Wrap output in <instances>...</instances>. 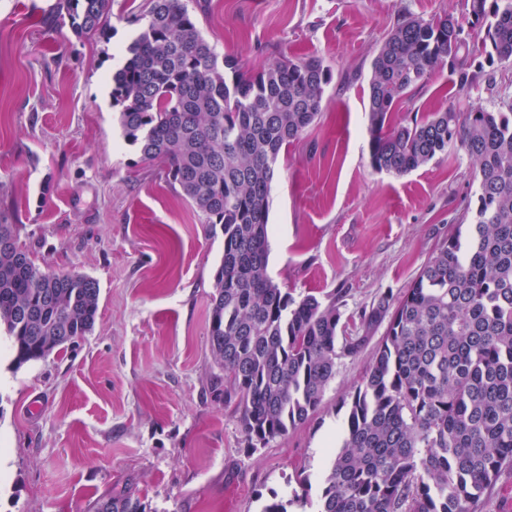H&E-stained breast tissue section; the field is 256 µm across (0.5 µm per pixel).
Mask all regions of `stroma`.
Returning a JSON list of instances; mask_svg holds the SVG:
<instances>
[{
    "label": "stroma",
    "mask_w": 512,
    "mask_h": 512,
    "mask_svg": "<svg viewBox=\"0 0 512 512\" xmlns=\"http://www.w3.org/2000/svg\"><path fill=\"white\" fill-rule=\"evenodd\" d=\"M57 0H0V214L40 267L97 281L87 336L22 366L0 348V512H90L127 491L144 512H316L339 407L383 332L338 360L319 409L250 450L209 344L224 249L164 168L122 136L112 74L147 0H114L107 42L51 24ZM464 0H207L203 35L250 66L317 57L322 112L281 151L270 196L268 273L294 299L338 295L346 312L401 297L474 201L467 154L407 175L369 163L371 60L399 15H461ZM461 96L436 69L393 114ZM309 478L302 488L300 478Z\"/></svg>",
    "instance_id": "35a3bbf8"
}]
</instances>
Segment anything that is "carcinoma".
I'll return each instance as SVG.
<instances>
[{"instance_id": "carcinoma-1", "label": "carcinoma", "mask_w": 512, "mask_h": 512, "mask_svg": "<svg viewBox=\"0 0 512 512\" xmlns=\"http://www.w3.org/2000/svg\"><path fill=\"white\" fill-rule=\"evenodd\" d=\"M112 0H59L54 21L106 38ZM112 74L129 143L160 162L221 226L209 343L251 449L282 439L320 406L336 361L387 324L362 383L347 395L344 435L327 463L317 512H474L512 471V97L489 110L470 96L393 125L390 114L447 64L465 91L484 62H512V0H465L455 17L400 16L371 62L365 111L378 172L406 175L451 147L478 190L457 225L396 301L380 297L342 321L281 291L268 273L270 189L281 150L321 114L329 69L319 58L246 68L221 57L184 0H150ZM100 289L85 275L40 269L17 225L0 218V338L21 366L91 332ZM93 512H144L131 494Z\"/></svg>"}]
</instances>
